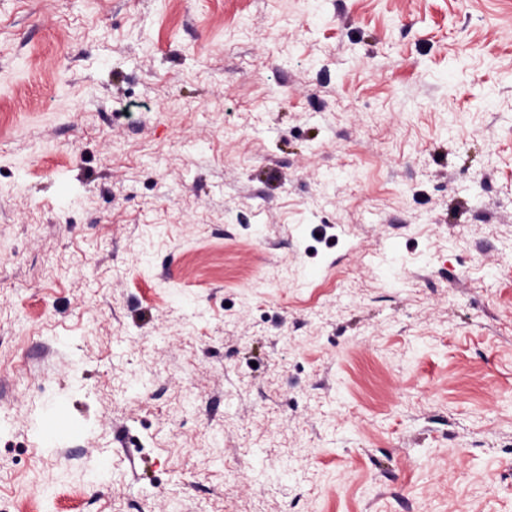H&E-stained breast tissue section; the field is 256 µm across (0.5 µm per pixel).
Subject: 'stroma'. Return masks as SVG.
I'll return each mask as SVG.
<instances>
[{"label": "stroma", "instance_id": "35a3bbf8", "mask_svg": "<svg viewBox=\"0 0 512 512\" xmlns=\"http://www.w3.org/2000/svg\"><path fill=\"white\" fill-rule=\"evenodd\" d=\"M5 512H512V0H0Z\"/></svg>", "mask_w": 512, "mask_h": 512}]
</instances>
